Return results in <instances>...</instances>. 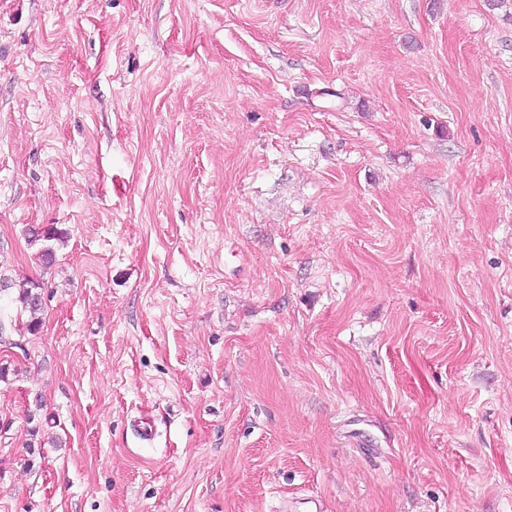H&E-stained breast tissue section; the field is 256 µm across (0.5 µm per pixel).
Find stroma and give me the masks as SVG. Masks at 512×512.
I'll return each instance as SVG.
<instances>
[{
  "mask_svg": "<svg viewBox=\"0 0 512 512\" xmlns=\"http://www.w3.org/2000/svg\"><path fill=\"white\" fill-rule=\"evenodd\" d=\"M0 274V512H512V0H0ZM16 300L21 305V312L27 315L26 328L35 332L41 324V313L44 307L42 287L39 283L28 281L18 285Z\"/></svg>",
  "mask_w": 512,
  "mask_h": 512,
  "instance_id": "obj_1",
  "label": "stroma"
}]
</instances>
